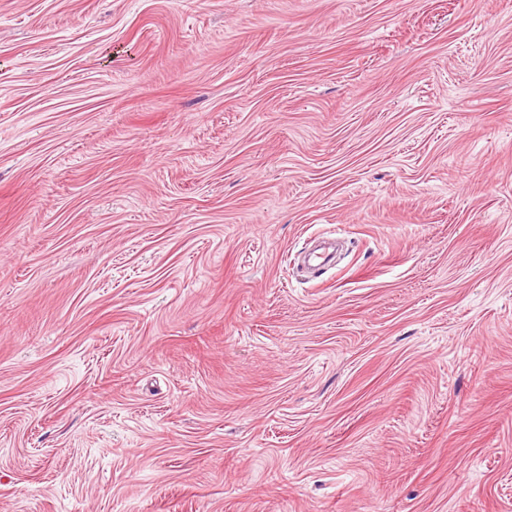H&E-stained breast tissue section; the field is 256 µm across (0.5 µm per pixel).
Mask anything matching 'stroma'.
I'll list each match as a JSON object with an SVG mask.
<instances>
[{
    "mask_svg": "<svg viewBox=\"0 0 512 512\" xmlns=\"http://www.w3.org/2000/svg\"><path fill=\"white\" fill-rule=\"evenodd\" d=\"M0 512H512V0H0Z\"/></svg>",
    "mask_w": 512,
    "mask_h": 512,
    "instance_id": "1",
    "label": "stroma"
}]
</instances>
